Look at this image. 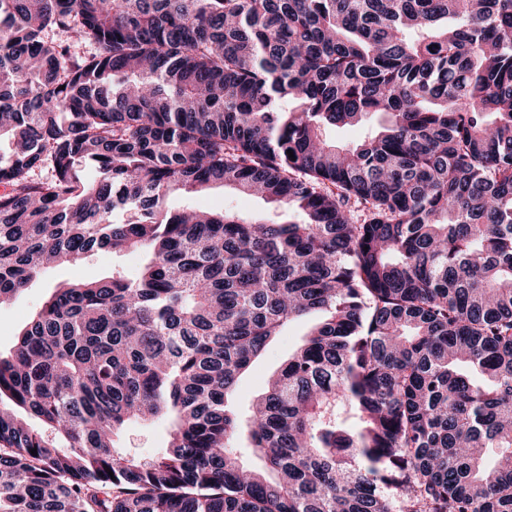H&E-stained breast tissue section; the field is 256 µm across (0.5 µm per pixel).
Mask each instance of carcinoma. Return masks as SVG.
Segmentation results:
<instances>
[{"label": "carcinoma", "mask_w": 512, "mask_h": 512, "mask_svg": "<svg viewBox=\"0 0 512 512\" xmlns=\"http://www.w3.org/2000/svg\"><path fill=\"white\" fill-rule=\"evenodd\" d=\"M3 138L0 304L146 262L0 355V512H512V0H0ZM214 186L288 219L165 203ZM141 256L136 251H99L85 257L78 266L68 264L45 269L12 302L0 306V351L7 353L16 341L17 334L30 318L42 307L52 288L71 283L76 279L94 280L112 276L119 271L134 276L140 267ZM318 321L316 316H308L294 321L269 344L263 356L239 382L235 406L245 409L254 398L266 388L270 376L288 358V354L301 343L304 335ZM170 430L171 419L168 417L152 421L132 420L120 434V449L132 456L150 458L166 448Z\"/></svg>", "instance_id": "1"}]
</instances>
